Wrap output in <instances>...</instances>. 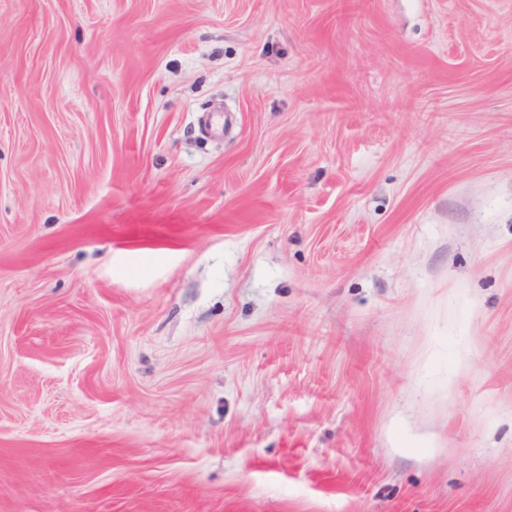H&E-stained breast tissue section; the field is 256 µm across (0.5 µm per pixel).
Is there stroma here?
Returning <instances> with one entry per match:
<instances>
[{"label":"stroma","instance_id":"1","mask_svg":"<svg viewBox=\"0 0 512 512\" xmlns=\"http://www.w3.org/2000/svg\"><path fill=\"white\" fill-rule=\"evenodd\" d=\"M0 512H512V0H0Z\"/></svg>","mask_w":512,"mask_h":512}]
</instances>
